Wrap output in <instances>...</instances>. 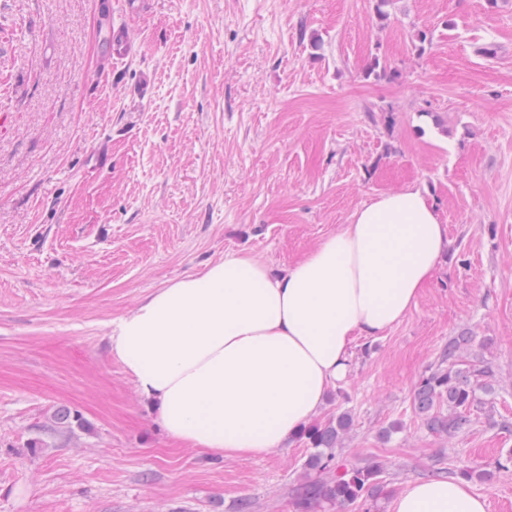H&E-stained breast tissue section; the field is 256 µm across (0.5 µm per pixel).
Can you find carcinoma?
Masks as SVG:
<instances>
[{
  "mask_svg": "<svg viewBox=\"0 0 512 512\" xmlns=\"http://www.w3.org/2000/svg\"><path fill=\"white\" fill-rule=\"evenodd\" d=\"M471 343L472 337L465 334L448 340L436 365L414 387V412L433 433L451 438L464 431L471 423V411L481 404L480 395L495 392V372L490 364L463 366ZM443 402L448 403L446 413L441 408ZM352 428L351 413L341 411L323 425H308L296 433L309 454L304 480L293 490L295 512H316L324 503L345 506L381 496L383 463L372 461L359 466L336 462V450L343 447Z\"/></svg>",
  "mask_w": 512,
  "mask_h": 512,
  "instance_id": "cac0c4a2",
  "label": "carcinoma"
}]
</instances>
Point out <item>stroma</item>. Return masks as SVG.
Returning <instances> with one entry per match:
<instances>
[{"instance_id":"obj_1","label":"stroma","mask_w":512,"mask_h":512,"mask_svg":"<svg viewBox=\"0 0 512 512\" xmlns=\"http://www.w3.org/2000/svg\"><path fill=\"white\" fill-rule=\"evenodd\" d=\"M125 2L0 0V512H294L304 444L224 459L171 439L112 324L228 252L284 270L412 183L448 250L399 323L355 339L316 420L351 411L339 461L385 465L383 496L345 512H390L438 464L487 472L473 491L512 512V429L493 426L512 422V0H393L384 23L375 0ZM111 22L131 51L93 82ZM464 332L496 392L448 439L412 387Z\"/></svg>"}]
</instances>
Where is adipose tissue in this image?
Returning <instances> with one entry per match:
<instances>
[{"mask_svg":"<svg viewBox=\"0 0 512 512\" xmlns=\"http://www.w3.org/2000/svg\"><path fill=\"white\" fill-rule=\"evenodd\" d=\"M448 248L425 191L379 195L273 272L247 252L170 282L112 329L110 349L168 435L233 459L279 448L346 377L356 337L416 304ZM460 479L409 482L393 512H487Z\"/></svg>","mask_w":512,"mask_h":512,"instance_id":"obj_1","label":"adipose tissue"}]
</instances>
